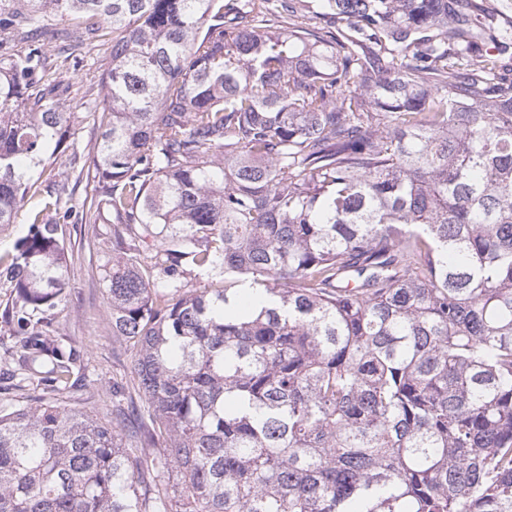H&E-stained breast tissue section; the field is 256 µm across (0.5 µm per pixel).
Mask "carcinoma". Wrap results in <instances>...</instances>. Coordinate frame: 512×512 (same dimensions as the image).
Wrapping results in <instances>:
<instances>
[{
	"label": "carcinoma",
	"instance_id": "obj_1",
	"mask_svg": "<svg viewBox=\"0 0 512 512\" xmlns=\"http://www.w3.org/2000/svg\"><path fill=\"white\" fill-rule=\"evenodd\" d=\"M327 2L0 3V226L112 25L95 194L58 184L0 254L20 383L56 396L0 403V512H512V19ZM72 218L112 226L110 419L50 331Z\"/></svg>",
	"mask_w": 512,
	"mask_h": 512
}]
</instances>
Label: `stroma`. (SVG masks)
<instances>
[{
	"label": "stroma",
	"mask_w": 512,
	"mask_h": 512,
	"mask_svg": "<svg viewBox=\"0 0 512 512\" xmlns=\"http://www.w3.org/2000/svg\"><path fill=\"white\" fill-rule=\"evenodd\" d=\"M70 108L79 114L71 145L62 157L45 164L38 184L44 190L61 181L74 185L71 204L78 209L94 189L81 168L92 154L99 130L80 101H71ZM63 233L70 254L69 287L66 302L53 316L51 330L81 349L87 384L86 389L71 394L68 402L79 408L106 412L112 408L113 383L130 379L131 350L129 346L113 343L106 327V297L100 281L105 257L96 230L71 221L64 225Z\"/></svg>",
	"instance_id": "obj_1"
}]
</instances>
